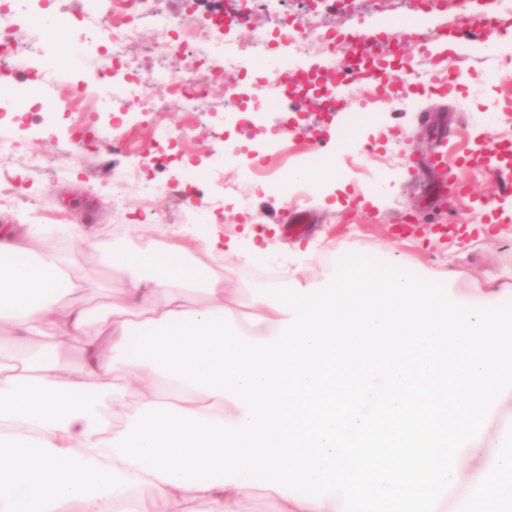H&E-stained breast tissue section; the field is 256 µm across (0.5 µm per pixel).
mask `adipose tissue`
Listing matches in <instances>:
<instances>
[{
  "mask_svg": "<svg viewBox=\"0 0 512 512\" xmlns=\"http://www.w3.org/2000/svg\"><path fill=\"white\" fill-rule=\"evenodd\" d=\"M248 235L246 250L186 228L112 250L141 275L92 331L87 309L61 304L58 255L0 226V348L53 335L0 363V512H254L257 488L271 512H462L489 485L486 512H512V304L493 288L450 296L460 269L347 256L329 288L255 295L241 324L204 261L262 259ZM497 415L485 439L477 422Z\"/></svg>",
  "mask_w": 512,
  "mask_h": 512,
  "instance_id": "ef3b65f1",
  "label": "adipose tissue"
}]
</instances>
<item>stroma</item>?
<instances>
[{"label":"stroma","instance_id":"1","mask_svg":"<svg viewBox=\"0 0 512 512\" xmlns=\"http://www.w3.org/2000/svg\"><path fill=\"white\" fill-rule=\"evenodd\" d=\"M286 7L298 17L325 11L346 32L399 20L407 32L401 57L413 55L430 31L460 22L437 9L420 25L410 0H287ZM55 55L45 49L46 73L63 86L65 109L19 116L12 105L0 106L7 114L0 134L15 144L0 166V224H39L34 250L67 259L74 288L63 301L85 306L91 320L123 305L129 286L106 251L154 247L167 229L184 224L201 238L219 227L228 239L241 237L244 225H270L267 258L223 259L224 300L238 310L255 294L287 289L293 273L326 287L342 252L397 259L420 272L464 269L451 285L462 298L490 287L512 290V195L490 193L495 171L512 170V159L487 155L488 145L512 142V56L480 47L436 55V71L452 64L460 74L419 90L392 71L374 80L361 74L347 94L320 108L292 85L286 111L267 115L257 110L268 93L264 71L229 66L219 75L189 50L174 64L209 96L199 115L169 106L162 117L181 139L159 146L151 114L127 111L121 102L108 112L87 111L88 77ZM228 87L242 99L240 112L230 115L223 112ZM460 98L467 111H457ZM74 112L83 124L80 140ZM108 124L128 148L113 149L101 136ZM311 155L331 160L335 172L313 183L290 181ZM190 165L214 170V179L189 181ZM134 166L153 189L114 198V176ZM55 214L84 225V237L60 236Z\"/></svg>","mask_w":512,"mask_h":512}]
</instances>
